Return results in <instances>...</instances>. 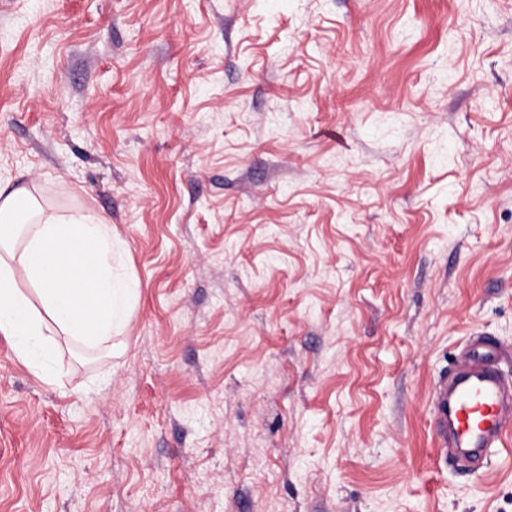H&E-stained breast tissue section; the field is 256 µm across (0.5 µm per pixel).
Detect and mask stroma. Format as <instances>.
Masks as SVG:
<instances>
[{"label": "stroma", "mask_w": 512, "mask_h": 512, "mask_svg": "<svg viewBox=\"0 0 512 512\" xmlns=\"http://www.w3.org/2000/svg\"><path fill=\"white\" fill-rule=\"evenodd\" d=\"M0 183L139 288L56 383L0 337V512H512L432 440L512 349V0H0Z\"/></svg>", "instance_id": "stroma-1"}]
</instances>
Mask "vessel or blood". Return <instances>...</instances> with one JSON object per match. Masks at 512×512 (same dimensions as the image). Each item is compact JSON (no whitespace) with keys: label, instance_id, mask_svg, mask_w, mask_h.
Masks as SVG:
<instances>
[{"label":"vessel or blood","instance_id":"1","mask_svg":"<svg viewBox=\"0 0 512 512\" xmlns=\"http://www.w3.org/2000/svg\"><path fill=\"white\" fill-rule=\"evenodd\" d=\"M505 355L493 338L478 335L449 378L434 388L437 449L457 448L471 456L512 445V385L499 368Z\"/></svg>","mask_w":512,"mask_h":512}]
</instances>
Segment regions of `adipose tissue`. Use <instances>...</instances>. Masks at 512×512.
Returning a JSON list of instances; mask_svg holds the SVG:
<instances>
[{
	"label": "adipose tissue",
	"mask_w": 512,
	"mask_h": 512,
	"mask_svg": "<svg viewBox=\"0 0 512 512\" xmlns=\"http://www.w3.org/2000/svg\"><path fill=\"white\" fill-rule=\"evenodd\" d=\"M124 250L105 219L62 216L0 187V336L19 362L42 377L56 336L98 346L123 331L138 295L115 270Z\"/></svg>",
	"instance_id": "1"
}]
</instances>
